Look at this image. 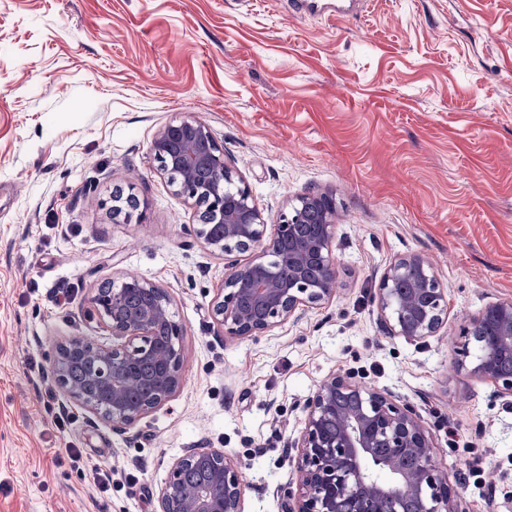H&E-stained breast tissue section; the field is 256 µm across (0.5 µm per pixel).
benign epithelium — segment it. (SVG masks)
<instances>
[{
    "label": "benign epithelium",
    "mask_w": 512,
    "mask_h": 512,
    "mask_svg": "<svg viewBox=\"0 0 512 512\" xmlns=\"http://www.w3.org/2000/svg\"><path fill=\"white\" fill-rule=\"evenodd\" d=\"M154 158L175 192L199 208L195 233L228 260L212 309L226 339H258L335 296V207L328 194L298 198L272 233L249 187L224 160V147L197 120L163 126ZM249 253L242 263L238 256ZM379 321L391 337L421 343L448 322V291L419 254L395 257L377 289ZM112 343L73 337L52 364L56 384L99 420L124 432L161 409L183 384L184 327L168 292L136 271L107 280L92 296ZM457 366L490 382L512 406V297L487 304L451 340ZM90 352L101 399L88 400L67 379L73 360ZM300 433L288 441L298 473L288 512H459L456 491L434 462L421 419L394 393L334 373L305 402ZM241 472L222 448H187L158 494L159 512H244Z\"/></svg>",
    "instance_id": "benign-epithelium-1"
}]
</instances>
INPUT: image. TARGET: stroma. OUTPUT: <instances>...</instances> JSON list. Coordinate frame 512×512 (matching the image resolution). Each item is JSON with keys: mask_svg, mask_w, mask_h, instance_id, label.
Wrapping results in <instances>:
<instances>
[{"mask_svg": "<svg viewBox=\"0 0 512 512\" xmlns=\"http://www.w3.org/2000/svg\"><path fill=\"white\" fill-rule=\"evenodd\" d=\"M182 119L211 129L268 223L332 196L338 289L299 323L218 335L224 259L151 152ZM117 192L137 209L113 214ZM406 253L448 290V325L421 344L387 337L375 302ZM127 269L169 293L185 362L176 397L122 434L51 365L71 338L110 341L91 297ZM509 296L512 0H363L315 17L287 0H0V512H157L172 462L199 447L239 469L244 512H287L286 445L318 384L346 371L421 418L466 512H512V408L448 345ZM69 442L91 469L65 459Z\"/></svg>", "mask_w": 512, "mask_h": 512, "instance_id": "1", "label": "stroma"}]
</instances>
